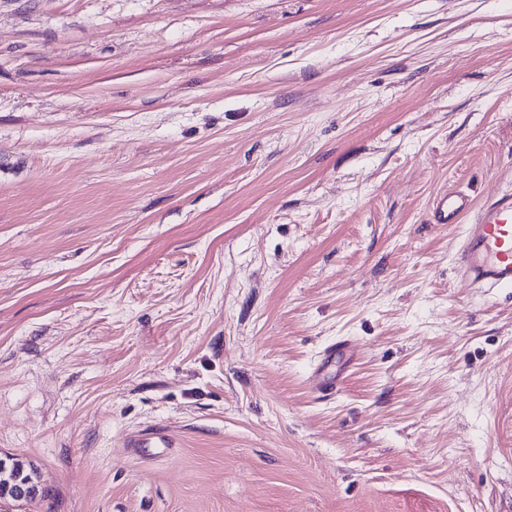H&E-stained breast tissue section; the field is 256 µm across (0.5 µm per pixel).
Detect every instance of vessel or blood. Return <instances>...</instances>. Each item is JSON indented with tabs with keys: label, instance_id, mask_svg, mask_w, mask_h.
Returning <instances> with one entry per match:
<instances>
[{
	"label": "vessel or blood",
	"instance_id": "obj_1",
	"mask_svg": "<svg viewBox=\"0 0 512 512\" xmlns=\"http://www.w3.org/2000/svg\"><path fill=\"white\" fill-rule=\"evenodd\" d=\"M474 220L456 255L462 279L486 288L512 286V190L502 192L480 208H473L461 193H444L432 203L436 224L458 223L465 214Z\"/></svg>",
	"mask_w": 512,
	"mask_h": 512
}]
</instances>
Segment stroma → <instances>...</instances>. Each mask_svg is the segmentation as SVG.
Masks as SVG:
<instances>
[{"instance_id": "35a3bbf8", "label": "stroma", "mask_w": 512, "mask_h": 512, "mask_svg": "<svg viewBox=\"0 0 512 512\" xmlns=\"http://www.w3.org/2000/svg\"><path fill=\"white\" fill-rule=\"evenodd\" d=\"M509 189L512 0H0V512H512ZM472 208L470 201L461 193L446 191L432 203L431 218L434 224H458L462 216ZM473 212V224L456 255L458 274L485 288L512 286V190ZM2 471L3 474H1ZM29 479L34 482L38 481L34 470H27L21 461L15 458L0 459V498H10L13 500L10 496L8 484L12 485L14 482H22Z\"/></svg>"}]
</instances>
